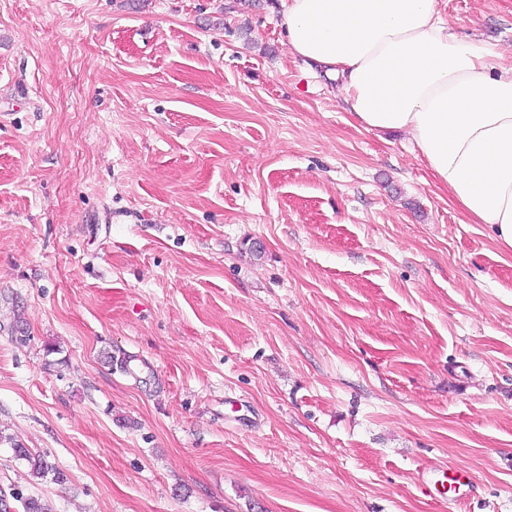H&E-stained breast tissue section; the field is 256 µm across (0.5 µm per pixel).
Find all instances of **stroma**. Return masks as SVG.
<instances>
[{
  "label": "stroma",
  "mask_w": 512,
  "mask_h": 512,
  "mask_svg": "<svg viewBox=\"0 0 512 512\" xmlns=\"http://www.w3.org/2000/svg\"><path fill=\"white\" fill-rule=\"evenodd\" d=\"M278 2L0 0V495L512 512V252ZM439 10L512 63V0ZM12 450L17 460L24 461L30 468L31 474L43 480L48 475H53V479L57 483L64 481L63 474L49 463L46 455L34 452L30 448H26L22 443L13 441ZM426 483L433 484L435 488L440 483L444 489L448 484V491L452 492L455 498H466L468 490H470L469 474L464 467L443 470L437 473L433 479L427 477Z\"/></svg>",
  "instance_id": "obj_1"
}]
</instances>
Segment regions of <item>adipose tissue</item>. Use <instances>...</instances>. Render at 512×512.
Listing matches in <instances>:
<instances>
[{
	"label": "adipose tissue",
	"mask_w": 512,
	"mask_h": 512,
	"mask_svg": "<svg viewBox=\"0 0 512 512\" xmlns=\"http://www.w3.org/2000/svg\"><path fill=\"white\" fill-rule=\"evenodd\" d=\"M291 54L340 82L369 132L406 133L474 224L512 249V65L451 33L438 0H280Z\"/></svg>",
	"instance_id": "ef3b65f1"
}]
</instances>
